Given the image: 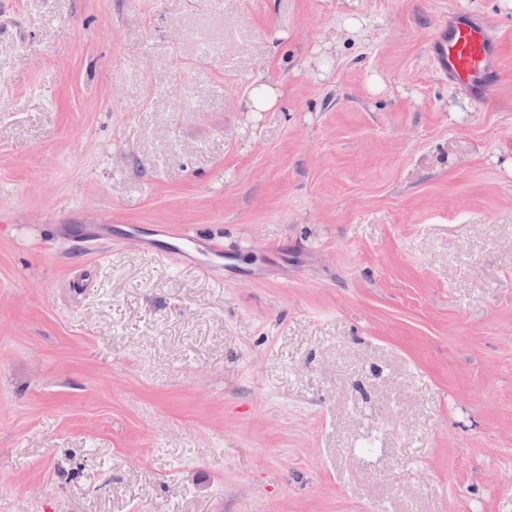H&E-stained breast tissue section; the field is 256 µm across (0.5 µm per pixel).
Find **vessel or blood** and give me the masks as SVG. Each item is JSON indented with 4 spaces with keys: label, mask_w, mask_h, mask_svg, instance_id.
<instances>
[{
    "label": "vessel or blood",
    "mask_w": 512,
    "mask_h": 512,
    "mask_svg": "<svg viewBox=\"0 0 512 512\" xmlns=\"http://www.w3.org/2000/svg\"><path fill=\"white\" fill-rule=\"evenodd\" d=\"M428 61L449 86L462 91L476 105L487 103L501 79V45L494 29L483 18L455 13L439 22L428 47ZM198 239L178 232L165 241L162 252L183 263L212 271L224 252L199 251Z\"/></svg>",
    "instance_id": "obj_1"
}]
</instances>
